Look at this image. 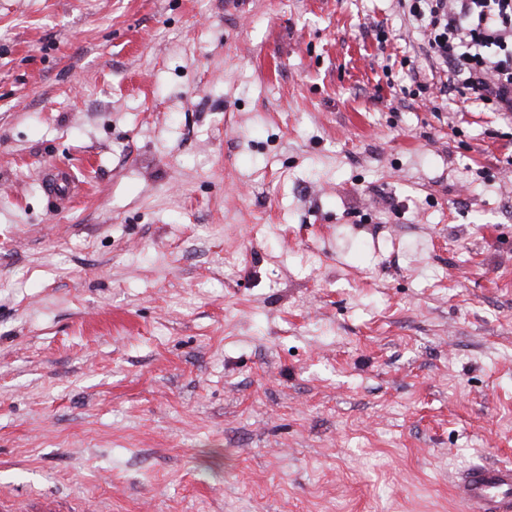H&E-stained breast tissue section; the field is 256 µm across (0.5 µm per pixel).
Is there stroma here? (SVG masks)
Instances as JSON below:
<instances>
[{
    "label": "stroma",
    "mask_w": 512,
    "mask_h": 512,
    "mask_svg": "<svg viewBox=\"0 0 512 512\" xmlns=\"http://www.w3.org/2000/svg\"><path fill=\"white\" fill-rule=\"evenodd\" d=\"M419 79L398 0H0V490L464 512L512 463V113ZM453 493L473 512H511L512 465L472 463L454 482Z\"/></svg>",
    "instance_id": "obj_1"
}]
</instances>
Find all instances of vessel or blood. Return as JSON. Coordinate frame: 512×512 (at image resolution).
<instances>
[{
	"mask_svg": "<svg viewBox=\"0 0 512 512\" xmlns=\"http://www.w3.org/2000/svg\"><path fill=\"white\" fill-rule=\"evenodd\" d=\"M454 495L472 512H512V465L476 462L468 466L455 481ZM0 512H96L86 501L76 499L60 504L45 496L39 508L27 499L0 494Z\"/></svg>",
	"mask_w": 512,
	"mask_h": 512,
	"instance_id": "vessel-or-blood-1",
	"label": "vessel or blood"
}]
</instances>
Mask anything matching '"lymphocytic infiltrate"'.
<instances>
[{
	"instance_id": "1",
	"label": "lymphocytic infiltrate",
	"mask_w": 512,
	"mask_h": 512,
	"mask_svg": "<svg viewBox=\"0 0 512 512\" xmlns=\"http://www.w3.org/2000/svg\"><path fill=\"white\" fill-rule=\"evenodd\" d=\"M428 57L448 72L442 92L512 112V0H400Z\"/></svg>"
}]
</instances>
